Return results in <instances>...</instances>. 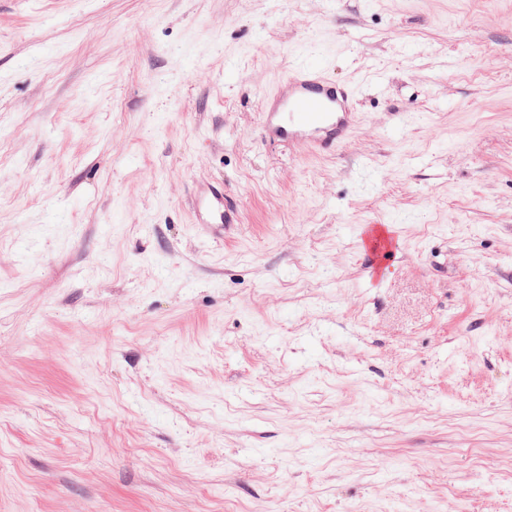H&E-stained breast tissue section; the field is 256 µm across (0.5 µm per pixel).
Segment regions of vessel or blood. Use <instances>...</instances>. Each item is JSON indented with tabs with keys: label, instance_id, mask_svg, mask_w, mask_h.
Returning a JSON list of instances; mask_svg holds the SVG:
<instances>
[{
	"label": "vessel or blood",
	"instance_id": "b4317fda",
	"mask_svg": "<svg viewBox=\"0 0 512 512\" xmlns=\"http://www.w3.org/2000/svg\"><path fill=\"white\" fill-rule=\"evenodd\" d=\"M355 95V88L337 86L319 68L295 65L264 96L261 128L270 140L302 146L312 153L336 151L361 121L352 107ZM195 212L201 224L220 227L236 221V209L220 185L202 189Z\"/></svg>",
	"mask_w": 512,
	"mask_h": 512
}]
</instances>
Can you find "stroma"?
Here are the masks:
<instances>
[{
  "label": "stroma",
  "mask_w": 512,
  "mask_h": 512,
  "mask_svg": "<svg viewBox=\"0 0 512 512\" xmlns=\"http://www.w3.org/2000/svg\"><path fill=\"white\" fill-rule=\"evenodd\" d=\"M394 505L512 512V0H0V512ZM355 96L354 87H338L319 68L297 64L264 96L261 128L273 141L311 153L334 152L361 121L352 107ZM195 212L198 224L222 227L236 221V208L224 196L222 185L211 184L203 188L197 197Z\"/></svg>",
  "instance_id": "35a3bbf8"
}]
</instances>
